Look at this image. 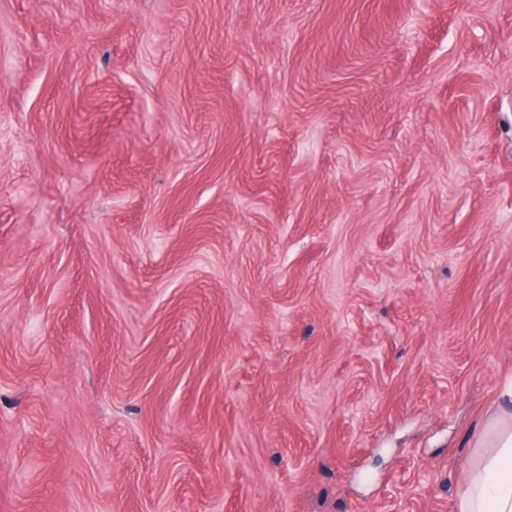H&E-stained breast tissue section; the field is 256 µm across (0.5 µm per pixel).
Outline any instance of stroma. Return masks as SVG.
<instances>
[{"mask_svg": "<svg viewBox=\"0 0 512 512\" xmlns=\"http://www.w3.org/2000/svg\"><path fill=\"white\" fill-rule=\"evenodd\" d=\"M512 376V0H0V512H455Z\"/></svg>", "mask_w": 512, "mask_h": 512, "instance_id": "obj_1", "label": "stroma"}]
</instances>
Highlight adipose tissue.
Returning a JSON list of instances; mask_svg holds the SVG:
<instances>
[{
  "instance_id": "adipose-tissue-1",
  "label": "adipose tissue",
  "mask_w": 512,
  "mask_h": 512,
  "mask_svg": "<svg viewBox=\"0 0 512 512\" xmlns=\"http://www.w3.org/2000/svg\"><path fill=\"white\" fill-rule=\"evenodd\" d=\"M475 446L456 512H512V410L499 407Z\"/></svg>"
}]
</instances>
